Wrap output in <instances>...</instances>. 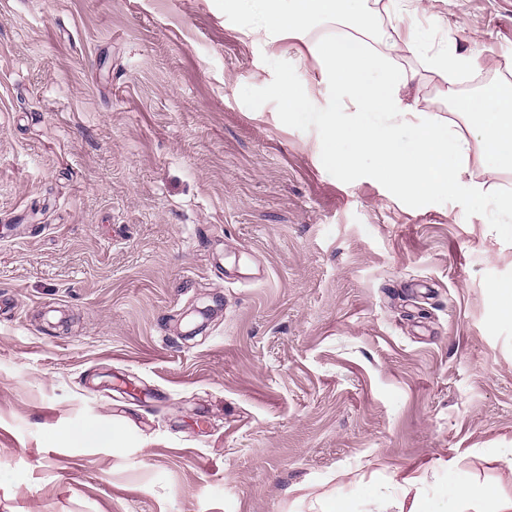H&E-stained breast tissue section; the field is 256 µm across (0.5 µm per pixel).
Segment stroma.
Masks as SVG:
<instances>
[{
  "instance_id": "stroma-1",
  "label": "stroma",
  "mask_w": 512,
  "mask_h": 512,
  "mask_svg": "<svg viewBox=\"0 0 512 512\" xmlns=\"http://www.w3.org/2000/svg\"><path fill=\"white\" fill-rule=\"evenodd\" d=\"M387 2L363 6L419 111L462 127L449 92L512 84V0ZM224 3L0 0V512H398L407 475L425 512H461L457 480L494 512L492 201L336 173L285 98L332 112L335 85ZM431 64L440 72L448 73L459 72L469 67H475L477 61L470 56H448V54H437L432 56Z\"/></svg>"
}]
</instances>
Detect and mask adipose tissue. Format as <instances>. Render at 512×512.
Here are the masks:
<instances>
[{
  "label": "adipose tissue",
  "instance_id": "obj_1",
  "mask_svg": "<svg viewBox=\"0 0 512 512\" xmlns=\"http://www.w3.org/2000/svg\"><path fill=\"white\" fill-rule=\"evenodd\" d=\"M272 22L268 28L244 27L245 37L294 38L306 44L322 79L336 86L332 112L310 104L301 92H289V118L319 127L328 146L326 160L337 173L360 168L371 159L369 174L398 195L427 198L462 194L492 198L503 216L500 232L512 237V193L493 190L471 170V147L479 145L489 172L512 169V89L498 85L450 98L454 112L467 119L465 129L431 116H417L402 91L411 76L387 61L362 35L373 30L369 11L360 0H264ZM340 19V36L314 40L318 20ZM417 119L412 138L399 127ZM353 144L341 153L342 140Z\"/></svg>",
  "mask_w": 512,
  "mask_h": 512
}]
</instances>
